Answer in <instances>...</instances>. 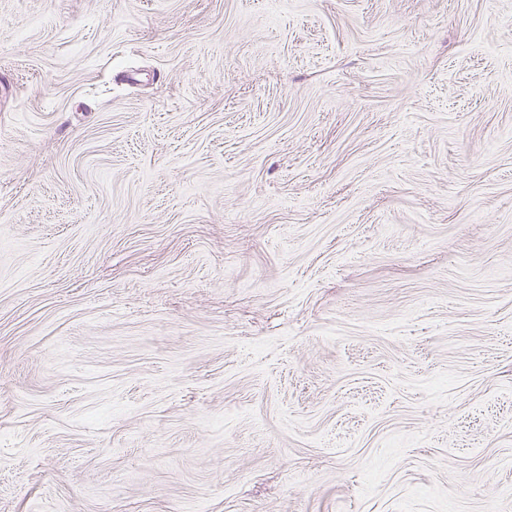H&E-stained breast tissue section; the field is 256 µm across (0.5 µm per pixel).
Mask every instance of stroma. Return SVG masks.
Masks as SVG:
<instances>
[{
    "instance_id": "1",
    "label": "stroma",
    "mask_w": 512,
    "mask_h": 512,
    "mask_svg": "<svg viewBox=\"0 0 512 512\" xmlns=\"http://www.w3.org/2000/svg\"><path fill=\"white\" fill-rule=\"evenodd\" d=\"M512 512V0H0V512Z\"/></svg>"
}]
</instances>
